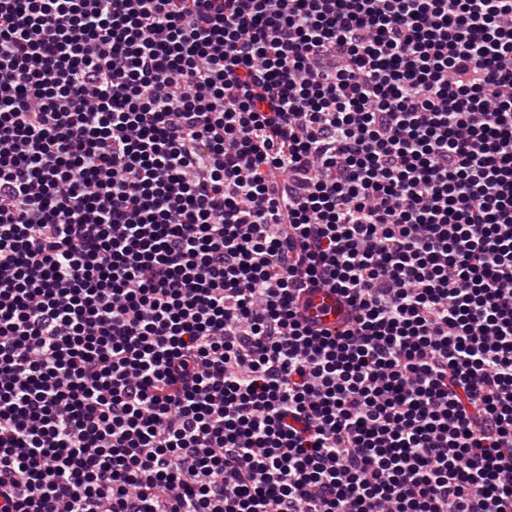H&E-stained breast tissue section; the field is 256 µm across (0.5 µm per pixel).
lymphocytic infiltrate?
I'll list each match as a JSON object with an SVG mask.
<instances>
[{
  "label": "lymphocytic infiltrate",
  "instance_id": "f902f5d3",
  "mask_svg": "<svg viewBox=\"0 0 512 512\" xmlns=\"http://www.w3.org/2000/svg\"><path fill=\"white\" fill-rule=\"evenodd\" d=\"M0 512H512V0H0ZM311 307L307 315H318V327L328 332L343 330L344 312L340 311L337 296L322 289L311 297Z\"/></svg>",
  "mask_w": 512,
  "mask_h": 512
}]
</instances>
